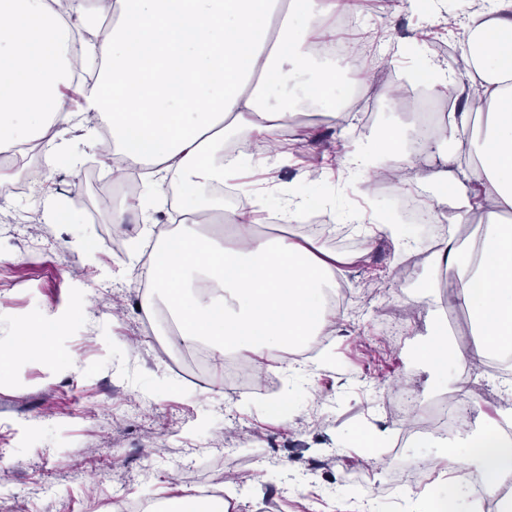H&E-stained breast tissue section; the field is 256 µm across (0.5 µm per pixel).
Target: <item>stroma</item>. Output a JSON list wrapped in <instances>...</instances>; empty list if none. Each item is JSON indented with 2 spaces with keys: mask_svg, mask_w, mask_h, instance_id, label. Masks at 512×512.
Instances as JSON below:
<instances>
[{
  "mask_svg": "<svg viewBox=\"0 0 512 512\" xmlns=\"http://www.w3.org/2000/svg\"><path fill=\"white\" fill-rule=\"evenodd\" d=\"M473 6L443 0L436 18L397 0H371L355 27L337 29V40L365 57L348 75L369 85L349 130L329 117L311 119L303 83L284 94L298 115L288 135L292 162L277 171L275 187L317 200L320 212L360 217L331 223L324 240L304 222L262 227L347 258L336 267L346 303L330 350L305 370L284 372L276 355L253 389H234L224 369L212 367L203 375L212 391L182 386L173 366L180 348L157 347L164 327L145 324L138 308L142 283L127 266L130 253L145 249L136 225L116 231L112 201L99 194L86 195L69 222L48 224L36 192L0 187V344L32 319L66 318L51 357L31 355L0 370V512H112L120 496L150 495L168 506L186 491L232 494L239 474L255 486L235 512H408L407 493H425L438 479L442 448L482 430L512 397L486 377L484 394L464 390L470 414L447 439L409 441L395 456L370 449L367 434L382 430L392 442L405 430L387 406L396 389L421 398L455 387L456 366L437 375L422 357L444 327L432 264L408 285L398 274L402 255L375 231L383 203L402 194L427 207L440 189L405 164L396 186L382 190L380 173L348 174L340 159L382 132L412 135L413 110L374 104L387 101L389 88H411L421 53L461 71V21ZM72 150L81 164H59L49 182L64 202L74 185L108 181L96 149L77 142ZM78 239L92 244L91 255L72 249Z\"/></svg>",
  "mask_w": 512,
  "mask_h": 512,
  "instance_id": "stroma-1",
  "label": "stroma"
}]
</instances>
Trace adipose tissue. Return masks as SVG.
Wrapping results in <instances>:
<instances>
[{
    "label": "adipose tissue",
    "instance_id": "1",
    "mask_svg": "<svg viewBox=\"0 0 512 512\" xmlns=\"http://www.w3.org/2000/svg\"><path fill=\"white\" fill-rule=\"evenodd\" d=\"M362 0H0V184L21 175L33 150L47 172L69 152V136L102 145L112 136V174L145 168L141 195L112 208L114 224L141 217L139 234L156 241L149 262L132 255L146 290L140 308L154 316L158 298L188 345L203 342L216 357L233 352L258 361L331 328L323 288L335 287L337 256L314 254L288 237H269L263 196L240 173L246 162L225 151L230 136L269 143L257 164L276 170L290 163L292 112L272 105L303 73L310 100H327L342 87L336 68L314 69L316 45L334 40L337 14L363 12ZM93 25L92 39L80 30ZM463 71L451 74L430 55L418 73L437 92H452L463 107L428 137L404 141L394 131L343 156L351 172L372 171L419 157L440 159L422 168L424 180L451 187L429 212L433 224H467L471 197L489 202L480 255L456 233L440 239L434 267L451 272V300L468 313L470 345L449 349L436 336L426 352L450 351L460 364L493 354L512 358V0H486L468 14ZM470 130L467 143L455 134ZM475 166L459 174L462 157ZM183 190L186 215H211L233 228L223 244L196 225L159 232L169 183ZM253 197L250 210L224 206V189ZM444 462L480 472L495 494L512 482V437L466 439L444 450Z\"/></svg>",
    "mask_w": 512,
    "mask_h": 512
}]
</instances>
